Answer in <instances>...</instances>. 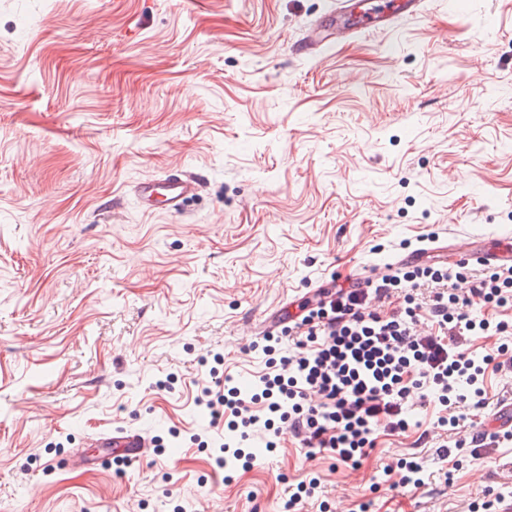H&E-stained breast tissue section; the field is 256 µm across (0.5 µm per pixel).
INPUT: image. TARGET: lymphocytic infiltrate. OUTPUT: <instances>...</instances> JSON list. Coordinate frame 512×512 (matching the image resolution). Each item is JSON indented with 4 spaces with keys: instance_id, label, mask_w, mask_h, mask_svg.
<instances>
[{
    "instance_id": "f902f5d3",
    "label": "lymphocytic infiltrate",
    "mask_w": 512,
    "mask_h": 512,
    "mask_svg": "<svg viewBox=\"0 0 512 512\" xmlns=\"http://www.w3.org/2000/svg\"><path fill=\"white\" fill-rule=\"evenodd\" d=\"M397 293L402 306L370 309ZM474 296L483 312L470 311ZM423 318L431 328L421 335ZM493 335H512L511 265L401 270L363 288L316 292L274 337L288 353L274 370L255 373L254 391H242L228 368L195 382L192 402L244 439L256 426L289 423L308 456L346 463L374 447L377 428L405 433L415 409H431L434 425L456 431L467 419L460 405L485 408L487 369L512 368V359L474 351L476 340Z\"/></svg>"
}]
</instances>
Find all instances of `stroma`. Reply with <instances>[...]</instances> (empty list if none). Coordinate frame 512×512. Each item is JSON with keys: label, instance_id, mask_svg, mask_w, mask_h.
I'll return each instance as SVG.
<instances>
[{"label": "stroma", "instance_id": "1", "mask_svg": "<svg viewBox=\"0 0 512 512\" xmlns=\"http://www.w3.org/2000/svg\"><path fill=\"white\" fill-rule=\"evenodd\" d=\"M334 4L0 0V512H283L310 478L309 512L512 497V449L443 460V427L337 466L288 434L224 449L189 399L200 359L256 365L265 320L334 275L512 239V0L306 51ZM171 173L198 183L183 212L144 210L133 185ZM120 429L140 463L95 448ZM291 486H288V498L284 503L285 512H301L306 502L317 497L320 488L314 478L310 479L308 483L300 481L294 488Z\"/></svg>", "mask_w": 512, "mask_h": 512}]
</instances>
